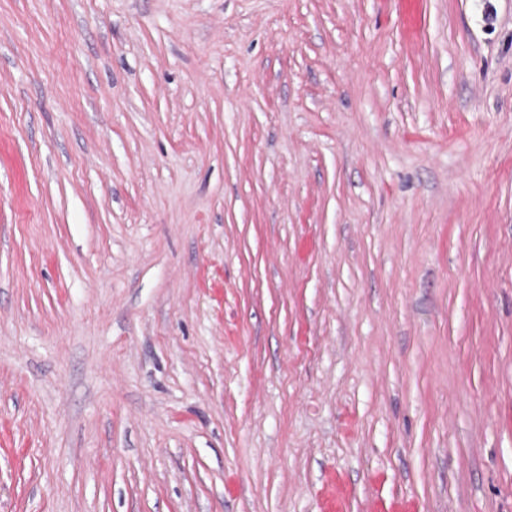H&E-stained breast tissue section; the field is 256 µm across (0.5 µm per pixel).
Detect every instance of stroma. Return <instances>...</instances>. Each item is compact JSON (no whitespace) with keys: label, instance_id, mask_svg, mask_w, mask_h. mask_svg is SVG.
<instances>
[{"label":"stroma","instance_id":"obj_1","mask_svg":"<svg viewBox=\"0 0 512 512\" xmlns=\"http://www.w3.org/2000/svg\"><path fill=\"white\" fill-rule=\"evenodd\" d=\"M0 512H512V0H0Z\"/></svg>","mask_w":512,"mask_h":512}]
</instances>
